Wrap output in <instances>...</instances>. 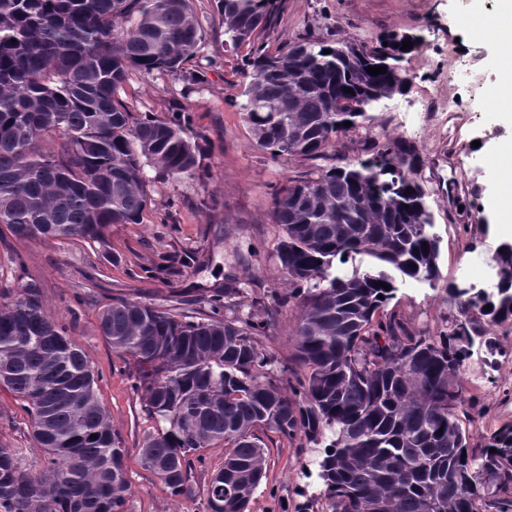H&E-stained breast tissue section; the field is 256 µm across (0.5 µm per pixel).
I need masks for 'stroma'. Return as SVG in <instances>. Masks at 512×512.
Returning a JSON list of instances; mask_svg holds the SVG:
<instances>
[{"label": "stroma", "instance_id": "35a3bbf8", "mask_svg": "<svg viewBox=\"0 0 512 512\" xmlns=\"http://www.w3.org/2000/svg\"><path fill=\"white\" fill-rule=\"evenodd\" d=\"M203 32L196 57L178 73L130 70L120 96L135 117L172 120L188 111L199 136L203 179L172 178L146 166L148 205L141 223L113 226L110 249L83 240L21 241L0 225V293H15L28 278L40 281L48 311L64 322L98 381V398L127 448L130 483L125 512H207L204 488L224 463V447L203 449L193 464V493L172 494L139 462L144 437L159 426L134 388L135 371L112 349L100 329V313L118 298L190 316L206 309L204 296L223 293L236 281L256 295L286 292L287 275L276 257L281 236L273 221V197L320 168L326 159L275 157L258 147L240 110L250 81L247 48L224 43L214 0H193ZM495 0H283L274 26L259 36L269 53L311 38L372 48L392 31L418 35L400 66L409 77L404 93L384 100L373 119L339 134L328 149L342 162L366 159L389 139L413 144L422 158L417 178L428 194L441 239L439 278L409 282L385 311L409 331L439 335L455 316L448 285L479 282L499 240L495 201L499 174L490 170L498 144L512 138V117L496 104L457 118L428 109L429 99L467 103L499 77L501 49L493 32L471 37L458 19L493 18ZM480 142L485 153H475ZM295 307L275 312L259 342L278 364L294 351ZM503 353L487 364L474 350L462 385L485 409L468 427L469 446L512 423V322L493 327ZM268 469L251 497L249 512H295L302 499L315 512H329L323 485L306 477L316 454L265 432ZM0 441L22 458H43L19 399L0 389Z\"/></svg>", "mask_w": 512, "mask_h": 512}]
</instances>
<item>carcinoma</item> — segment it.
I'll return each instance as SVG.
<instances>
[{"label":"carcinoma","mask_w":512,"mask_h":512,"mask_svg":"<svg viewBox=\"0 0 512 512\" xmlns=\"http://www.w3.org/2000/svg\"><path fill=\"white\" fill-rule=\"evenodd\" d=\"M280 2L214 0L225 42L251 43ZM119 20L132 25L117 34ZM408 37L369 50L311 39L276 55L257 47L241 104L257 145L326 158L345 122L373 119V104L404 92ZM201 40L191 0H0V225L19 240L106 247L113 225L140 223L145 163L201 177L190 115L137 119L118 97L129 70L178 72ZM54 134L59 148H43ZM420 165L395 137L373 158L323 168L276 196L277 258L298 316L293 364L275 380L263 379L274 360L258 336L275 311L263 298L234 292L249 312L233 320L220 316L218 294L191 320L131 299L103 309V336L133 361L136 389L166 423L144 438L141 464L173 494L190 491L192 456L222 442L229 452L208 481L207 512H248L266 477V429L319 448L330 512H512V424L470 450L464 422L482 409H462L461 386L473 346L494 356L490 327L512 320V246L495 251L487 293L449 286L448 333L413 334L383 316L401 285L439 277ZM2 387L22 401L45 461L26 464L0 441V512H125L124 440L34 278L0 301Z\"/></svg>","instance_id":"carcinoma-1"}]
</instances>
